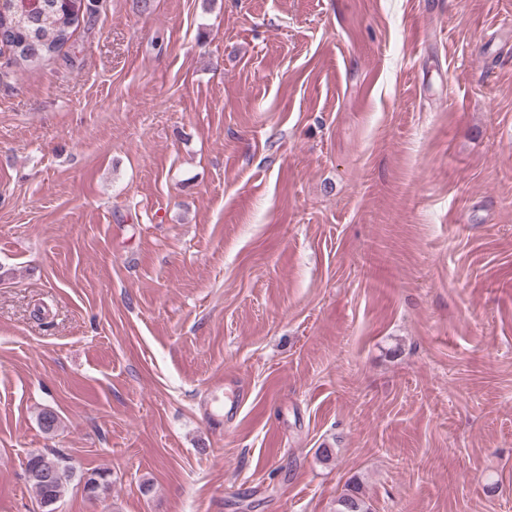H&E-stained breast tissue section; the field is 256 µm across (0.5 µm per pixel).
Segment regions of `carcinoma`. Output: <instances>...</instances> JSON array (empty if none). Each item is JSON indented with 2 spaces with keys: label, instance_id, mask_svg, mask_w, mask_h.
<instances>
[{
  "label": "carcinoma",
  "instance_id": "cac0c4a2",
  "mask_svg": "<svg viewBox=\"0 0 512 512\" xmlns=\"http://www.w3.org/2000/svg\"><path fill=\"white\" fill-rule=\"evenodd\" d=\"M81 15L75 5L64 0H43L34 16L22 17L8 5L0 6V44L11 54L17 66L39 62L57 53L71 39ZM26 471L37 478L29 481L42 508L55 512L64 485L73 474L65 457L36 453L29 456ZM112 485L111 473L105 469L86 477L84 490L91 497L107 493ZM336 512H370L359 485L355 484L336 500Z\"/></svg>",
  "mask_w": 512,
  "mask_h": 512
}]
</instances>
